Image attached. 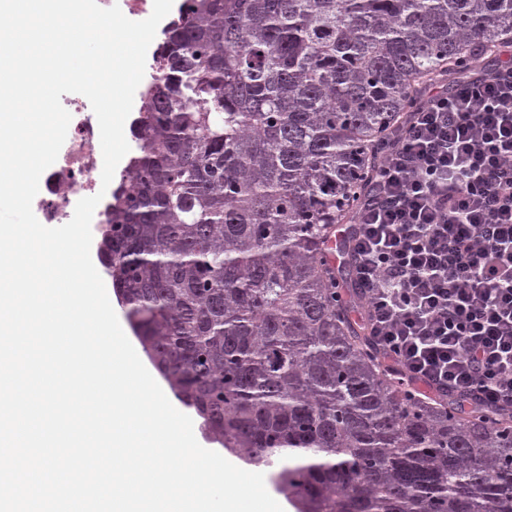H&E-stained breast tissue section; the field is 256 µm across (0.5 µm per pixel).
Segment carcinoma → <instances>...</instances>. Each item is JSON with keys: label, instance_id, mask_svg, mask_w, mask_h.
Segmentation results:
<instances>
[{"label": "carcinoma", "instance_id": "obj_1", "mask_svg": "<svg viewBox=\"0 0 512 512\" xmlns=\"http://www.w3.org/2000/svg\"><path fill=\"white\" fill-rule=\"evenodd\" d=\"M508 39L512 0H189L162 30L100 261L173 395L296 512H512V411L398 389L322 258L430 77Z\"/></svg>", "mask_w": 512, "mask_h": 512}]
</instances>
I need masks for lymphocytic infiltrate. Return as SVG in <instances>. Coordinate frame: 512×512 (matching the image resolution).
Wrapping results in <instances>:
<instances>
[{
    "label": "lymphocytic infiltrate",
    "instance_id": "obj_1",
    "mask_svg": "<svg viewBox=\"0 0 512 512\" xmlns=\"http://www.w3.org/2000/svg\"><path fill=\"white\" fill-rule=\"evenodd\" d=\"M452 89L428 83L349 225L352 283L400 384L512 409V44Z\"/></svg>",
    "mask_w": 512,
    "mask_h": 512
}]
</instances>
